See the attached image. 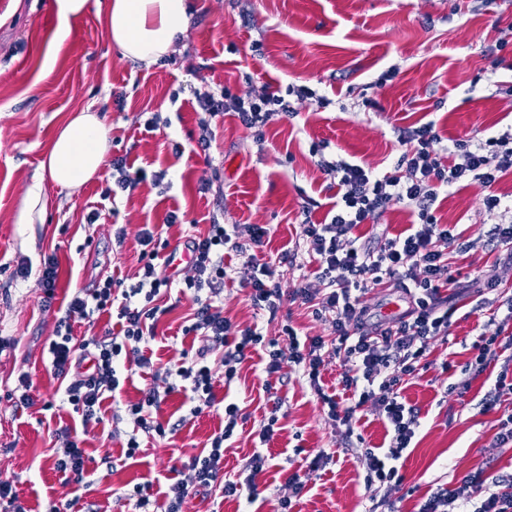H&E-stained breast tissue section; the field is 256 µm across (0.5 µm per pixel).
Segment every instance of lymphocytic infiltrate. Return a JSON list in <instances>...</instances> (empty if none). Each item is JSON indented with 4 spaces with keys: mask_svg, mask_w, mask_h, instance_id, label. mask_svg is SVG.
I'll return each instance as SVG.
<instances>
[{
    "mask_svg": "<svg viewBox=\"0 0 512 512\" xmlns=\"http://www.w3.org/2000/svg\"><path fill=\"white\" fill-rule=\"evenodd\" d=\"M200 112L201 147L210 145L213 117H236L256 140H263L266 127L274 120L295 115L296 104L315 102L325 108L329 99L305 84L286 89L264 86L237 94L221 87L194 94ZM402 152L393 170L382 173L369 165L345 159H320L322 171L336 188V199L321 222L304 219L298 253L288 262L307 255L317 264L315 282L301 280L291 291H284L275 262L257 263L252 252L264 244L269 231L260 224H226L212 220L206 232L190 235V273L175 281L168 272L163 252L168 243L154 230L141 232L143 250L136 283L115 292L112 277L98 279L94 287L75 291L55 326V337L48 353L54 376L64 380V400L79 414L83 423L101 420V405L106 394L119 390L122 365L146 368L151 364L142 347L156 337L157 324L164 315L159 300L179 290L190 295L196 308L182 327L186 336L204 342L195 357L165 368L160 378L167 391H188L197 415L217 404L214 370L222 368L225 383H232L248 354L260 357L266 374L279 373L284 363H292L307 378L310 387L326 406L329 418L353 438L357 407L369 404L384 416L389 444L386 451L360 448L368 484L384 489L399 485L402 477L397 463L409 448L419 426L418 409L400 397L404 377L418 374L420 361L435 337L449 333L451 311L445 284L453 282L452 271L439 251V241L450 239V228L441 224L434 205L441 193L464 182L488 188L486 212L494 222L486 243L500 249L512 263V203L491 194V187L504 173L512 171V130L473 142L465 139L445 141L434 121L401 131ZM392 205L406 209L412 222L398 235L384 237L376 246L361 242L355 231L373 224ZM239 257L249 275L244 282L252 305L269 318H277L284 300L311 305L313 316L328 322L335 335L328 341L320 336L299 339L290 324H282L287 345L267 337L262 326L240 327L224 315V282L235 275L225 265V253ZM401 290L409 299L406 312L390 323L375 322L362 298L382 285ZM115 313L118 333L77 340L74 326L94 324L96 315ZM340 362V384L349 392L352 404L325 393L322 373L331 360ZM159 392L150 389L144 399L128 404L127 410L137 427L127 440L126 456L140 449V436L165 437L164 425L154 420L150 410L159 404ZM240 408L224 406V427L213 434L207 448L193 458L189 480L172 484L166 494L165 512H183L187 498L202 489L221 485L225 496L254 495L255 478L268 463L262 450H254L244 464L245 480L224 474V445L238 425ZM471 484L484 488L482 499L466 489L454 492L441 488L432 493L420 512H512V474L500 476L492 486H484L481 475Z\"/></svg>",
    "mask_w": 512,
    "mask_h": 512,
    "instance_id": "obj_1",
    "label": "lymphocytic infiltrate"
}]
</instances>
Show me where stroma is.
<instances>
[{
  "label": "stroma",
  "instance_id": "obj_1",
  "mask_svg": "<svg viewBox=\"0 0 512 512\" xmlns=\"http://www.w3.org/2000/svg\"><path fill=\"white\" fill-rule=\"evenodd\" d=\"M106 3L89 0L61 42L54 0H0V479L12 481L26 512H48L53 505L61 512H132L125 492L137 484L149 486L151 508L160 512L168 485L189 476L184 462L224 426L222 410L191 415L188 393L172 392L157 410L158 421L169 427L166 438L142 439L140 452L128 459L123 448L134 421L125 405L153 387L151 369L134 372L115 399L104 401L100 424L83 426L60 402L45 351L58 312L76 289L100 276L134 283L145 225L181 245L189 234L205 232L216 215L227 224H267L271 234L254 251L256 262L264 263L298 241L305 202L316 201L310 217L318 222L336 194L312 144L325 143L326 158L384 172L401 153L399 130L411 125L432 120L443 137L476 141L512 128V97L481 79L491 49L512 40V0L482 6L477 0H187L186 32L174 52L149 69L133 66L110 43L99 16ZM390 70L394 78L377 85ZM267 82L310 85L332 104L299 106L296 116L271 124L261 142L233 116L220 115L211 121L209 149L199 146L192 88L206 83L240 93ZM364 97L376 108L358 110ZM89 105L111 127L108 158H126L146 180L112 201L103 196L112 185L110 165L72 191L48 180L44 223H16L55 133ZM147 112L158 114L164 127L146 132ZM161 169L171 180L164 189L151 180ZM204 181L209 191H200ZM484 195L470 185L436 202L437 217L454 231L439 248L457 279L444 288L455 312L449 336L432 340L419 374L401 386L403 402L418 409L420 422L404 453L401 484L388 492L368 485L364 462L345 450L340 427L306 380L288 365L267 375L254 357L242 363L232 385L216 378L214 392L243 414L224 450L225 474L241 477L255 448L266 449L269 465L255 480L257 492L250 500L227 498L216 488L189 497L185 512H277L294 472L308 482L293 498L292 512H370L380 502L387 512H418L436 489L455 490L474 472L489 482L512 473V446L492 445L499 419L512 413V399L488 412L479 407L501 362H491L466 393L447 391L481 337L498 335L512 355V314L476 310L466 287L474 277L491 278L502 298L512 297V265L479 244L491 222ZM173 210L183 221L165 226ZM93 211L99 219L87 223ZM120 228L125 241L119 245L114 234ZM51 254L59 277L48 301L37 277H20L17 270ZM192 307L185 297L161 317L145 349L154 367L177 363L200 347L181 332ZM224 314L234 324L278 332L252 306L241 278L224 283ZM22 374L31 383V407L11 395ZM273 411L281 429L264 446L258 431ZM65 427L77 432L88 456V482L80 489L53 465L52 434ZM322 449L333 453V462L309 472Z\"/></svg>",
  "mask_w": 512,
  "mask_h": 512
}]
</instances>
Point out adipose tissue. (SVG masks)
Returning <instances> with one entry per match:
<instances>
[{
	"mask_svg": "<svg viewBox=\"0 0 512 512\" xmlns=\"http://www.w3.org/2000/svg\"><path fill=\"white\" fill-rule=\"evenodd\" d=\"M102 23L123 58L143 67L155 65L174 49L189 25L186 0H108ZM111 128L97 111L84 108L70 115L53 138L40 165L46 178H35L15 221L43 223V181L74 190L90 181L106 163Z\"/></svg>",
	"mask_w": 512,
	"mask_h": 512,
	"instance_id": "adipose-tissue-1",
	"label": "adipose tissue"
}]
</instances>
